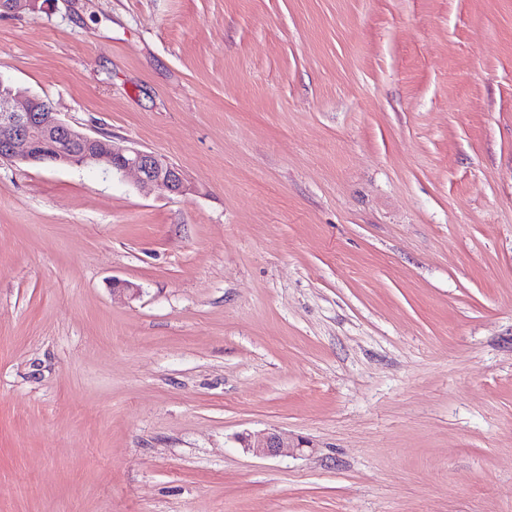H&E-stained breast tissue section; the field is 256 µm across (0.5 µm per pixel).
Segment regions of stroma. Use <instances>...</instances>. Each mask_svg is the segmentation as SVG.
<instances>
[{
	"mask_svg": "<svg viewBox=\"0 0 512 512\" xmlns=\"http://www.w3.org/2000/svg\"><path fill=\"white\" fill-rule=\"evenodd\" d=\"M0 77L188 186L0 160V512H512V0H33ZM241 440L245 448L262 457L277 456L288 448L279 434L270 431L247 433Z\"/></svg>",
	"mask_w": 512,
	"mask_h": 512,
	"instance_id": "obj_1",
	"label": "stroma"
}]
</instances>
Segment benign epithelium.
Wrapping results in <instances>:
<instances>
[{"label":"benign epithelium","instance_id":"obj_1","mask_svg":"<svg viewBox=\"0 0 512 512\" xmlns=\"http://www.w3.org/2000/svg\"><path fill=\"white\" fill-rule=\"evenodd\" d=\"M2 158L26 165H98L115 173L133 171L144 188L176 195L188 191L179 170L161 156L79 130L40 100L20 97L0 79ZM242 443L262 457L277 456L286 448L283 438L270 431L248 433Z\"/></svg>","mask_w":512,"mask_h":512}]
</instances>
